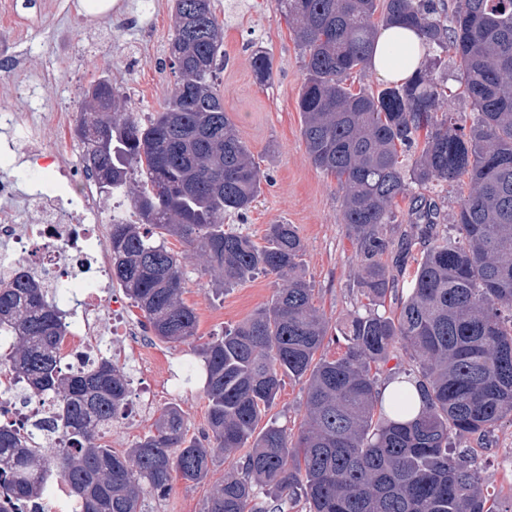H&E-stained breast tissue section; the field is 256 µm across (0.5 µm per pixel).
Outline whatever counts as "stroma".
<instances>
[{"mask_svg": "<svg viewBox=\"0 0 512 512\" xmlns=\"http://www.w3.org/2000/svg\"><path fill=\"white\" fill-rule=\"evenodd\" d=\"M90 0H11L23 24L16 34L27 53L26 68L32 75L33 106L59 112V131L50 132V145L67 162L80 160L73 146V128L84 88L103 70H111L124 83L129 105L138 116L160 109L174 77L161 68L173 31V0H115L110 11L90 12ZM216 14L224 23V68L221 90L224 110L249 145L256 162L272 182L264 188L245 217L228 215L226 230L262 242L267 225L292 224L304 243L303 269L314 289L318 306L332 321L347 319L361 305L358 285L360 264L357 243L341 220V192L334 177L309 162L301 136L302 117L297 106L303 80L300 50L293 40L278 0H215ZM259 43L272 58V77L259 84L251 67V43ZM168 247L178 254L184 269L182 297L199 319L197 335L181 343L153 341L151 356L172 376L173 395L153 400L142 409L131 398L128 410L133 424H119L106 442L122 452L148 433L161 409L178 406L191 432L207 429L208 400L203 380L181 378L184 367L199 365L195 350L200 340L221 335L270 303L279 283L270 275L255 277L218 294L195 251L176 238ZM305 414V389L287 381L268 419L297 429ZM466 447L477 467L486 496L495 500L512 497V424L502 423L485 439H469ZM240 452L217 455L208 480L190 483L175 478L166 499L145 497L144 512H205L215 482L235 468Z\"/></svg>", "mask_w": 512, "mask_h": 512, "instance_id": "stroma-1", "label": "stroma"}]
</instances>
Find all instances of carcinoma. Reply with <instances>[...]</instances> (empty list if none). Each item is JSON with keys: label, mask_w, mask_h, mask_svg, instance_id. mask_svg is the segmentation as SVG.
<instances>
[{"label": "carcinoma", "mask_w": 512, "mask_h": 512, "mask_svg": "<svg viewBox=\"0 0 512 512\" xmlns=\"http://www.w3.org/2000/svg\"><path fill=\"white\" fill-rule=\"evenodd\" d=\"M301 51L298 94L310 163L336 178L342 220L358 244L366 303L333 326L315 305L291 224H270L264 244L224 230L245 214L269 174L224 112V26L214 0H174L163 65L174 83L146 120L104 72L84 88L74 135L99 188L130 196L136 220L114 224L112 278L161 342L196 335L195 310L181 298L184 270L165 245L177 237L200 254L217 290L259 273L280 288L269 306L198 349L208 431L190 434L168 406L155 427L118 453L103 439L127 404L128 380L112 358L63 369L66 329L49 289L24 273L0 280V353L28 398H50L60 448L28 444L0 421V512H45L55 477L79 512H142L145 495H169L174 476L208 477L216 453L249 448L237 471L215 485L206 512H512V497L489 500L452 440L482 438L512 424V0H279ZM413 28L427 65L402 84L354 92L347 77L367 67L377 24ZM257 79L271 78L265 48L251 44ZM453 52L473 107L469 128L439 111L449 97L436 71ZM103 96H90V88ZM413 160L406 162V155ZM465 184L452 222H438L430 193ZM422 189L407 212L398 199ZM420 231L426 244L396 309L398 292L382 256L391 224ZM343 351L321 354L330 330ZM416 389L380 400L378 374ZM305 382L298 433L258 424L284 378Z\"/></svg>", "instance_id": "obj_1"}]
</instances>
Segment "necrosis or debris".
Listing matches in <instances>:
<instances>
[{
	"mask_svg": "<svg viewBox=\"0 0 512 512\" xmlns=\"http://www.w3.org/2000/svg\"><path fill=\"white\" fill-rule=\"evenodd\" d=\"M51 130L46 113L0 111V240L23 243L37 240L42 254L29 259L0 254V276L24 272L40 281L63 308L67 334L60 354L98 355L101 308L116 311L110 300L109 225L100 203L95 177L85 169L68 172L62 153L47 143ZM42 170V177L27 181L17 170L20 160ZM16 383L8 369L0 370V407L9 408L25 429L47 417L46 398L27 401L15 397Z\"/></svg>",
	"mask_w": 512,
	"mask_h": 512,
	"instance_id": "obj_1",
	"label": "necrosis or debris"
}]
</instances>
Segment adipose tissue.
Here are the masks:
<instances>
[{"label":"adipose tissue","instance_id":"ef3b65f1","mask_svg":"<svg viewBox=\"0 0 512 512\" xmlns=\"http://www.w3.org/2000/svg\"><path fill=\"white\" fill-rule=\"evenodd\" d=\"M424 63L425 49L412 30L385 27L376 35L368 67L385 81L402 83L420 70Z\"/></svg>","mask_w":512,"mask_h":512}]
</instances>
